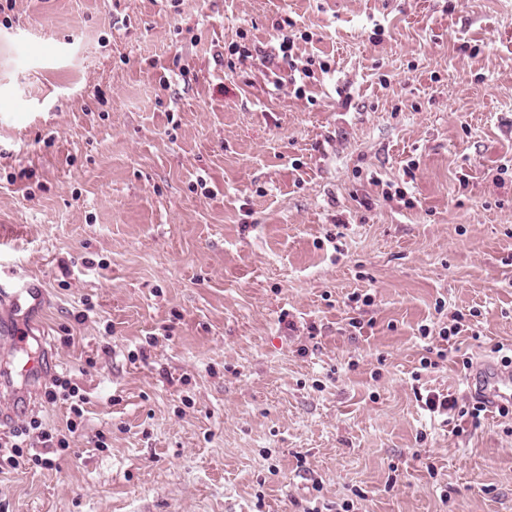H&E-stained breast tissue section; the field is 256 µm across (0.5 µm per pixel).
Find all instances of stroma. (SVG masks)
Returning <instances> with one entry per match:
<instances>
[{
	"mask_svg": "<svg viewBox=\"0 0 512 512\" xmlns=\"http://www.w3.org/2000/svg\"><path fill=\"white\" fill-rule=\"evenodd\" d=\"M0 263L89 398L0 512H512V418L420 401L512 346V0H12ZM7 296L16 310H24L23 315L38 308L42 298L39 288L29 281L20 279L4 282L1 277L0 265V298Z\"/></svg>",
	"mask_w": 512,
	"mask_h": 512,
	"instance_id": "obj_1",
	"label": "stroma"
}]
</instances>
